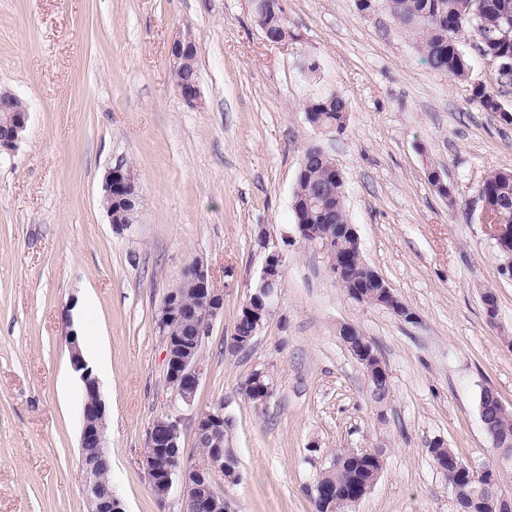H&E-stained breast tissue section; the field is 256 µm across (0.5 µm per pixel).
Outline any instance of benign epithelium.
Instances as JSON below:
<instances>
[{
  "mask_svg": "<svg viewBox=\"0 0 512 512\" xmlns=\"http://www.w3.org/2000/svg\"><path fill=\"white\" fill-rule=\"evenodd\" d=\"M196 38L189 32L175 35L168 44V60L175 86L182 100L190 107L202 104V92L197 80H186L185 64L189 57L197 54ZM18 97L0 93V156L12 154L27 129L29 108L16 107ZM104 203L110 224L117 230L133 223L140 206V195L131 171L122 164L111 168L104 185ZM482 224L489 237L504 254L499 264L501 275L512 279V224H490L486 219L487 206L480 205ZM301 233L311 235L314 243L323 252H328L331 243L356 235L351 224H327L311 231L300 225ZM282 255L276 249L269 251L264 259L260 275L253 291L243 306L240 320L247 323L248 333L236 335L239 347L250 345L272 312L281 288L280 266ZM192 292L197 302L190 303L185 296L168 292L158 310L156 327L165 338L167 378L174 395V403L192 406L199 389L202 375V346L214 322L224 314V292L212 285L210 274L204 264L197 260L190 268ZM342 343L353 358L374 379L377 386L390 391V376L377 351L365 342V336L350 324L338 328ZM70 361L73 369L80 373L85 401L82 410L80 436V467L85 478V494L90 505L89 512H124L120 499L112 491V485L104 484L100 474L108 468L105 446L106 409L99 382L86 365L77 336L67 337ZM181 419L167 415L156 419L149 431L148 447L143 465L155 497L166 501L172 493L180 492L183 512H232L231 505L218 490L214 475L224 473V452H213L202 465H184L182 455L174 453L180 447ZM224 433V413L220 410L200 414L195 422L196 443L199 448H217ZM367 491L355 489L338 496L319 489L317 496L322 507L329 512H346V509L361 501ZM475 512H512V501L479 500L471 498Z\"/></svg>",
  "mask_w": 512,
  "mask_h": 512,
  "instance_id": "benign-epithelium-1",
  "label": "benign epithelium"
}]
</instances>
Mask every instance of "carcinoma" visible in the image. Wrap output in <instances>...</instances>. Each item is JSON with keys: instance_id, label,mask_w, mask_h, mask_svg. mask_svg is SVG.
<instances>
[{"instance_id": "1", "label": "carcinoma", "mask_w": 512, "mask_h": 512, "mask_svg": "<svg viewBox=\"0 0 512 512\" xmlns=\"http://www.w3.org/2000/svg\"><path fill=\"white\" fill-rule=\"evenodd\" d=\"M384 9L399 29L415 39L417 51L436 72L455 78L465 77L468 62L461 49L460 38L470 33L479 42V50L486 54H497L512 58V39L503 37V32L512 28V0H383ZM254 16L262 30L280 37H295L285 12L265 13L254 2ZM472 102L485 112L500 109L498 91L484 85L473 88ZM304 112L310 114L309 124L320 130H344L348 120L345 99L336 94L312 95L304 104ZM336 189L331 200L334 223H348L344 199V180L336 164L326 154L298 171L293 201L300 204L294 210L295 223L320 226L324 210L316 202L315 195L327 186ZM479 195L489 206V222L512 224V170H494L483 181ZM327 259L345 267L346 280L340 283L347 295L358 303L376 304L375 289L358 288L356 284L371 280L372 270L365 262L359 241L346 239L336 245ZM482 405L491 426L502 436H512V411L499 412L492 401L484 400ZM434 464L448 480V487L454 488L468 482L467 475L459 470L452 458L454 452L447 448H428ZM347 452L340 451L334 458L343 460L342 465L328 468L317 481L336 491L349 490L354 486L363 487L372 479L374 460L364 458L360 462L344 459ZM471 487L476 493L512 500V447L497 449V460L493 465L491 481L475 478Z\"/></svg>"}]
</instances>
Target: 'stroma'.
<instances>
[{"mask_svg":"<svg viewBox=\"0 0 512 512\" xmlns=\"http://www.w3.org/2000/svg\"><path fill=\"white\" fill-rule=\"evenodd\" d=\"M283 3L298 39L273 46L251 0H0V90L30 110L18 149L0 161V512L89 510L71 334L96 341L83 356L101 374L125 512H181L179 495L155 498L143 467L153 422L173 413L191 465L204 459L197 416L223 411L238 478L216 482L234 512H316L314 486L341 449L383 452L380 477L351 512H456L429 445L494 462L479 396L492 388L512 409V279L468 210L491 171L512 170V123L471 101L495 67L468 39V76L436 73L380 5ZM186 30L198 43L194 109L167 55ZM309 60L320 66L313 86L300 74ZM312 88L346 100L343 132L311 128ZM311 145L342 173L362 255L413 320L351 300L299 236L292 197ZM119 163L141 194L122 231L103 203ZM433 169L450 197L429 182ZM270 247L283 255L280 295L240 349L236 317ZM196 260L223 290L224 313L204 341L195 400L177 409L154 319ZM344 323L387 367L383 408L336 334ZM256 371L272 385L260 404L245 393Z\"/></svg>","mask_w":512,"mask_h":512,"instance_id":"stroma-1","label":"stroma"}]
</instances>
